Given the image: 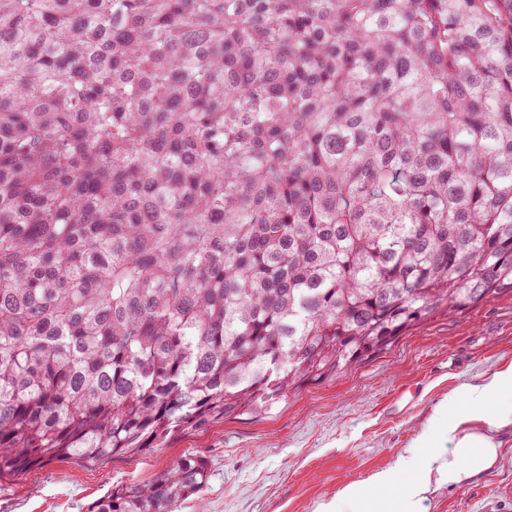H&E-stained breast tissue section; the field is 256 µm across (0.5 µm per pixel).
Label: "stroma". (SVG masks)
<instances>
[{
  "label": "stroma",
  "instance_id": "obj_1",
  "mask_svg": "<svg viewBox=\"0 0 512 512\" xmlns=\"http://www.w3.org/2000/svg\"><path fill=\"white\" fill-rule=\"evenodd\" d=\"M512 365V293L438 315L388 352L339 378L312 385L265 418L229 419L163 446L86 467L52 461L22 480H0V512H88L118 483H147L181 455L205 454L211 477L201 498L173 512H318L348 484L395 466L426 462L448 444L431 429L435 410L459 413L454 391ZM512 435L495 466L464 490L435 486L423 512H512Z\"/></svg>",
  "mask_w": 512,
  "mask_h": 512
}]
</instances>
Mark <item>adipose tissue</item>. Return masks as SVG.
Wrapping results in <instances>:
<instances>
[{"label":"adipose tissue","instance_id":"ef3b65f1","mask_svg":"<svg viewBox=\"0 0 512 512\" xmlns=\"http://www.w3.org/2000/svg\"><path fill=\"white\" fill-rule=\"evenodd\" d=\"M495 395L500 403L486 409V400ZM456 397L461 413L451 416L438 410L432 417L450 444L447 455L438 457L436 468H422L417 479L400 485L396 471L410 465L402 459L397 469L381 470L363 484L345 486L339 498L359 503L360 512H421L432 477L462 489L492 469L500 456L502 435L512 433V366L482 383L462 385Z\"/></svg>","mask_w":512,"mask_h":512}]
</instances>
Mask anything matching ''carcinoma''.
<instances>
[{
    "label": "carcinoma",
    "mask_w": 512,
    "mask_h": 512,
    "mask_svg": "<svg viewBox=\"0 0 512 512\" xmlns=\"http://www.w3.org/2000/svg\"><path fill=\"white\" fill-rule=\"evenodd\" d=\"M508 292L512 0H0V479L266 416Z\"/></svg>",
    "instance_id": "1"
}]
</instances>
